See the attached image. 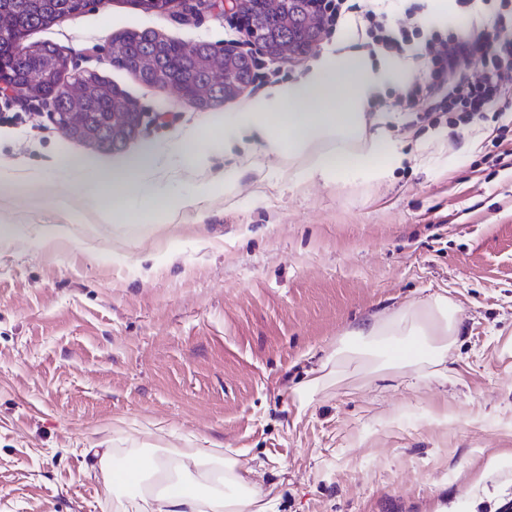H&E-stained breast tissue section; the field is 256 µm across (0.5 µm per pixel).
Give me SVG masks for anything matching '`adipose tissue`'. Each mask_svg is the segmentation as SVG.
Returning <instances> with one entry per match:
<instances>
[{"label":"adipose tissue","instance_id":"adipose-tissue-1","mask_svg":"<svg viewBox=\"0 0 512 512\" xmlns=\"http://www.w3.org/2000/svg\"><path fill=\"white\" fill-rule=\"evenodd\" d=\"M375 78L364 58L343 51L314 68L306 80L277 89L269 99L253 104L224 121L222 149L239 132H255L272 147L287 146L289 155L304 159V174L363 172L386 177L397 159L394 144L368 130L366 108ZM155 166L152 153L131 158L124 167L88 170L85 163L63 161L61 181H48L67 223L77 224L78 204L92 207L110 224L133 214L144 224L169 217L176 204L148 176ZM111 206H104V198ZM461 322L447 295L432 294L391 312L371 316L352 330V343H341L326 358L332 373L342 374L354 341L389 345L388 354L371 358L367 376L412 371L416 377L443 376L448 353L460 334ZM145 485L162 503L160 512H267L268 493L240 468L237 460L211 459L194 451L165 457H132L112 468L104 492L114 495Z\"/></svg>","mask_w":512,"mask_h":512}]
</instances>
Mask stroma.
Listing matches in <instances>:
<instances>
[{"label": "stroma", "instance_id": "35a3bbf8", "mask_svg": "<svg viewBox=\"0 0 512 512\" xmlns=\"http://www.w3.org/2000/svg\"><path fill=\"white\" fill-rule=\"evenodd\" d=\"M149 29L252 57L253 83L206 110L112 66ZM143 112L138 135L97 148L61 133L52 105L0 96V512H114L96 447L198 450L254 468L269 512H500L512 501V112L467 125L400 111L386 81L367 111L402 156L381 181L300 173L224 120L360 41L326 24L288 63L262 55L222 0L147 13L91 0L30 32ZM198 152L183 164L177 147ZM152 150L157 187L187 204L135 232L68 224L44 182L63 159L121 167ZM433 293L458 308L444 378L364 379L350 362L309 404L296 390L364 318Z\"/></svg>", "mask_w": 512, "mask_h": 512}]
</instances>
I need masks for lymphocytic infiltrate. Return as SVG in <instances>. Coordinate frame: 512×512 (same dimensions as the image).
<instances>
[{"mask_svg": "<svg viewBox=\"0 0 512 512\" xmlns=\"http://www.w3.org/2000/svg\"><path fill=\"white\" fill-rule=\"evenodd\" d=\"M345 0H336L331 7L333 19L344 21L347 32L360 37H373L384 29L387 14L382 0H365L359 14L346 19ZM492 26L498 30L496 41L459 37L453 40L432 33L423 45L411 46L407 36L386 34L378 42L380 49L403 58L409 51L428 57V73L423 83L407 86L399 97V105L406 112L431 114L454 112L459 122L471 123L484 113L512 111V84L498 81L497 72L512 67V0H500V9ZM484 53L490 67L479 80L467 76L466 68L476 53Z\"/></svg>", "mask_w": 512, "mask_h": 512, "instance_id": "f902f5d3", "label": "lymphocytic infiltrate"}]
</instances>
